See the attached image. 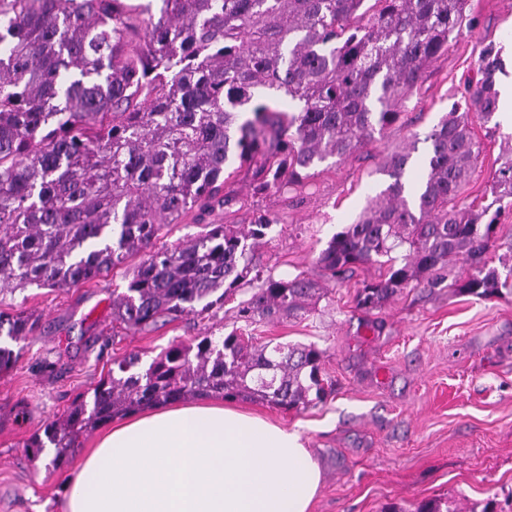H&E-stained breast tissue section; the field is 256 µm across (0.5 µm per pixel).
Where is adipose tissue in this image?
<instances>
[{
  "mask_svg": "<svg viewBox=\"0 0 512 512\" xmlns=\"http://www.w3.org/2000/svg\"><path fill=\"white\" fill-rule=\"evenodd\" d=\"M321 474L300 432L221 402L109 424L63 512H311Z\"/></svg>",
  "mask_w": 512,
  "mask_h": 512,
  "instance_id": "adipose-tissue-1",
  "label": "adipose tissue"
}]
</instances>
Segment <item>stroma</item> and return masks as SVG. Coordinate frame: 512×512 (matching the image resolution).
Listing matches in <instances>:
<instances>
[{
  "label": "stroma",
  "instance_id": "35a3bbf8",
  "mask_svg": "<svg viewBox=\"0 0 512 512\" xmlns=\"http://www.w3.org/2000/svg\"><path fill=\"white\" fill-rule=\"evenodd\" d=\"M472 25L451 40L405 103L400 120L344 161L320 164L298 194L253 192L250 173L231 187L245 209L214 222L248 223L252 210L279 214L260 250L274 275L301 272L314 279L332 234L351 223L378 193L386 154L423 134L459 100L476 77L482 46L501 50L500 74H512V0H468ZM482 147L478 174L459 205L489 197L500 145L512 128L488 134L474 122ZM124 268L77 288L29 287L15 303L41 317L34 336L19 342L16 367L0 375V512H62L74 462L51 465L53 451L35 455L27 445L53 417L106 375L113 359L135 353L149 364L174 344H190L236 325L235 304L214 319L191 316L151 331H113L112 291L124 288ZM377 267L358 266L304 318L261 322L256 342L314 343L333 382L326 402L284 410L258 400L242 408L301 431L321 473L312 512H411L436 499L482 512L496 501L512 512V294L481 299L448 288L410 284L381 309L356 307L363 281Z\"/></svg>",
  "mask_w": 512,
  "mask_h": 512
}]
</instances>
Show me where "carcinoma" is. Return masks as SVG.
<instances>
[{"label":"carcinoma","mask_w":512,"mask_h":512,"mask_svg":"<svg viewBox=\"0 0 512 512\" xmlns=\"http://www.w3.org/2000/svg\"><path fill=\"white\" fill-rule=\"evenodd\" d=\"M159 14L130 0H0V335L18 342L39 317L5 304L30 286L72 288L134 256L112 322L142 332L158 321L214 318L247 288L236 318L306 315L324 288L300 272L276 277L255 253L280 217L207 224L236 203L226 169L252 171L258 194L297 191L310 170L344 161L397 121L429 65L468 18L467 0H161ZM498 57L479 53L465 108L426 133L427 173L409 179L418 139L381 172L390 183L317 257L329 281L358 264L381 274L357 307L380 308L413 282L437 288L458 256L471 273L448 284L479 298L512 279L487 264L498 217L512 207V144L492 201L456 199L478 172L481 145L470 108L488 124L497 109ZM281 93L297 109L262 98ZM195 213L204 231L171 246L163 230ZM315 345L253 344L232 331L173 345L139 371H112L28 447L66 463L80 438L112 418L189 397L257 399L286 410L325 398ZM19 353L0 345V374Z\"/></svg>","instance_id":"cac0c4a2"}]
</instances>
